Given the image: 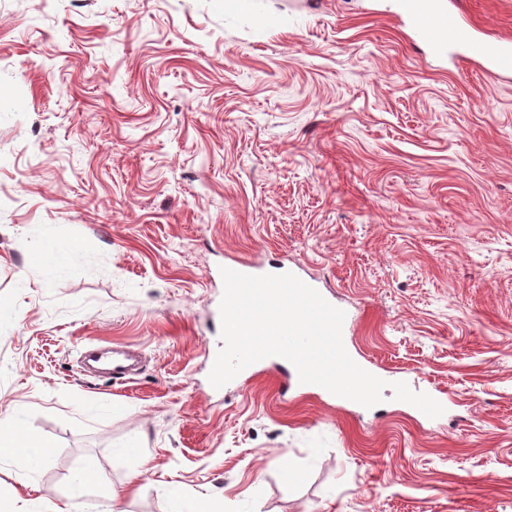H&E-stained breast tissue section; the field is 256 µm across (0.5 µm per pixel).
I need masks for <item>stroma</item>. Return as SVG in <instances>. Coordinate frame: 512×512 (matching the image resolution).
Returning a JSON list of instances; mask_svg holds the SVG:
<instances>
[{
	"label": "stroma",
	"mask_w": 512,
	"mask_h": 512,
	"mask_svg": "<svg viewBox=\"0 0 512 512\" xmlns=\"http://www.w3.org/2000/svg\"><path fill=\"white\" fill-rule=\"evenodd\" d=\"M447 3L512 38V0ZM31 224L99 273L43 280ZM238 262L317 280L447 419L281 394L273 360L209 392ZM86 346L139 370L89 378ZM1 413L55 444L31 475L0 450L11 512H104L82 468L127 512H512V74L384 0H0Z\"/></svg>",
	"instance_id": "obj_1"
}]
</instances>
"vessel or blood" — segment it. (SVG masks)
<instances>
[{"mask_svg": "<svg viewBox=\"0 0 512 512\" xmlns=\"http://www.w3.org/2000/svg\"><path fill=\"white\" fill-rule=\"evenodd\" d=\"M400 12L415 20L421 40L432 53L452 58L463 52L486 64L492 73H512V42L478 37L439 0H402Z\"/></svg>", "mask_w": 512, "mask_h": 512, "instance_id": "vessel-or-blood-1", "label": "vessel or blood"}]
</instances>
